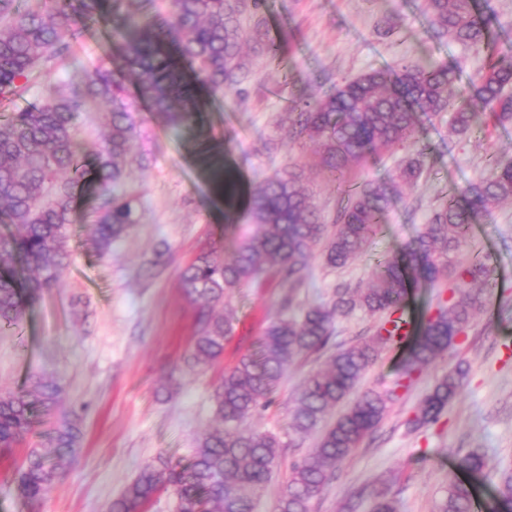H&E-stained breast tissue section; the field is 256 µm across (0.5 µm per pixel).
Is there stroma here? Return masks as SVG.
Here are the masks:
<instances>
[{
  "instance_id": "obj_1",
  "label": "stroma",
  "mask_w": 512,
  "mask_h": 512,
  "mask_svg": "<svg viewBox=\"0 0 512 512\" xmlns=\"http://www.w3.org/2000/svg\"><path fill=\"white\" fill-rule=\"evenodd\" d=\"M421 4L266 0V32L288 38L280 58L268 60L261 43L251 40L245 51L250 73L239 94L219 99L197 92L212 142L243 191L284 171L300 173L323 224L333 225L340 197L311 146L289 138L291 100H315L332 84L396 64L457 61L466 78L484 67L486 47L437 37ZM137 117L144 130L139 148L149 159L147 168L132 170L128 178L140 201L139 224L111 254L99 255L84 218L86 202L78 200L70 262L60 282L26 310L19 328L0 332V391L20 389L32 375L58 380L64 406L82 433L79 448L61 460L57 480L33 504L17 489L23 448L0 450V512H107L157 456L188 459L196 438L213 423L212 396L225 366L254 348L285 295L270 276L231 294L237 322L223 361L185 367L200 306L185 296L182 272L213 239H222L225 254H232L240 234L252 231L253 224L241 205L234 228L225 229L224 205L197 161L191 131L167 125L145 106ZM416 138L429 161L417 185L394 196L370 250L346 268H328L321 247H314L294 310L330 304L339 284H366L378 261L411 245L434 209L487 178L494 157L512 156V125L483 124L459 136L447 120L425 121ZM403 156L398 150L366 159L349 177L358 184L395 185ZM476 256L488 263L495 280L483 312L409 390H398L387 416L339 465L311 512H339L352 492L371 491L376 479L389 473L396 477L391 495L397 512H434L454 479L472 484L485 503L500 472L512 470V203L478 214L461 260ZM325 362L322 354L301 358L271 404L246 422L297 442L279 458L254 512H275L293 461L316 446L317 433L293 438L291 411L306 378ZM457 365L466 370L459 396L436 423L409 430L422 397ZM473 448L487 454V466L477 474L462 463Z\"/></svg>"
}]
</instances>
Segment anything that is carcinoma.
I'll return each instance as SVG.
<instances>
[{
	"label": "carcinoma",
	"instance_id": "obj_1",
	"mask_svg": "<svg viewBox=\"0 0 512 512\" xmlns=\"http://www.w3.org/2000/svg\"><path fill=\"white\" fill-rule=\"evenodd\" d=\"M129 3L135 5L133 18L119 31L116 46L122 65L76 66L65 79L44 86L27 107L0 113V216L13 226L0 235V331L18 328L27 307L67 267L69 226L87 185L94 184L96 191L91 214L100 255L110 253L112 244L139 223L138 199L126 177L131 167L146 161L137 150L141 102L164 115L170 126L195 130L198 160L222 186L224 229L235 223L240 200L255 226L238 240L232 261L224 260L219 239L182 274L185 294L206 303L185 358L191 369L224 357L237 320L224 296L269 272L290 288L299 287L320 242L324 262L332 268L366 252L390 198L377 186L348 184L346 174L354 164L408 147L412 154L402 161L397 178L414 183L427 164L425 150L415 148L419 117L448 113L458 133L480 123H512V92H507L512 44L490 38L496 19L478 0H424L423 8L437 36L486 45V64L471 80L472 92L454 91L460 79L456 64H400L344 80L317 100L298 101L289 110V134L310 144L327 178L346 198L331 229L319 222L300 175H275L244 196L224 167L223 153L208 144L196 90L201 86L221 97L239 92L247 72L239 23L243 0H112L110 15L101 9L102 0H0V105L27 90L40 66L65 62L90 28L109 24L110 16ZM174 53L191 67L195 82L185 80ZM97 111L109 120L88 153L78 118ZM506 200H512L510 158L493 161L491 177L467 190L465 201L452 196L434 210L402 258L374 267L367 287L342 285L330 306H310L297 318L280 313L270 319L255 351L224 369L213 394L214 425L197 438L192 458L182 464L161 455L145 465L109 512H139L163 491L175 495L177 512H253L285 443L273 432L246 430L242 423L268 405L299 357L329 348L336 316L356 310L377 314L381 322L374 332L338 348L295 398L291 428L306 435L355 390L382 351L400 354L394 386L359 396L323 430L316 447L292 464L276 512H310L336 468L385 418L396 390L409 387L484 307L494 281L475 258L462 270L449 304L421 316L406 332L410 283L436 285L456 262L478 213ZM461 376L451 371L441 379L409 424L419 428L436 422L456 397ZM62 392L56 381L36 376L29 386L0 394V448L22 443L40 418L52 424L18 471L17 488L28 500L41 498L57 478L56 460L80 443L79 426L62 416ZM475 502L470 487L450 481L436 512H474ZM491 512H512V475L501 478Z\"/></svg>",
	"mask_w": 512,
	"mask_h": 512
}]
</instances>
